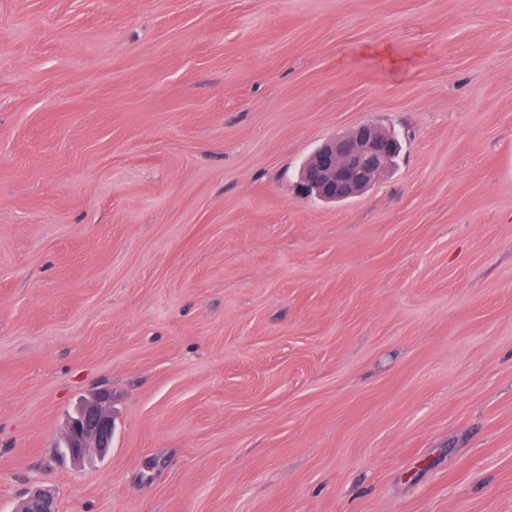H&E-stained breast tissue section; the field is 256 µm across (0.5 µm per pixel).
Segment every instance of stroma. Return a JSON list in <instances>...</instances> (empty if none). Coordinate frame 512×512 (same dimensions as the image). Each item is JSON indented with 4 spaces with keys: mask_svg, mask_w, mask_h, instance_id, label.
Here are the masks:
<instances>
[{
    "mask_svg": "<svg viewBox=\"0 0 512 512\" xmlns=\"http://www.w3.org/2000/svg\"><path fill=\"white\" fill-rule=\"evenodd\" d=\"M365 121L390 172L304 197ZM36 486L512 512V0H0V512ZM398 152V141L378 124L359 123L319 145L313 163L301 170L300 185L325 203L355 198L389 172ZM114 422L105 397L87 401L67 423L63 448L76 461L91 455L105 456L112 448Z\"/></svg>",
    "mask_w": 512,
    "mask_h": 512,
    "instance_id": "stroma-1",
    "label": "stroma"
}]
</instances>
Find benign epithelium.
Segmentation results:
<instances>
[{
    "mask_svg": "<svg viewBox=\"0 0 512 512\" xmlns=\"http://www.w3.org/2000/svg\"><path fill=\"white\" fill-rule=\"evenodd\" d=\"M399 143L371 121L326 138L312 164L300 173L304 193L325 203H336L363 194L389 172ZM114 422L105 397L87 401L67 423L63 445L76 461L91 455L104 456L112 448ZM15 512H56L54 498L38 489Z\"/></svg>",
    "mask_w": 512,
    "mask_h": 512,
    "instance_id": "benign-epithelium-1",
    "label": "benign epithelium"
}]
</instances>
